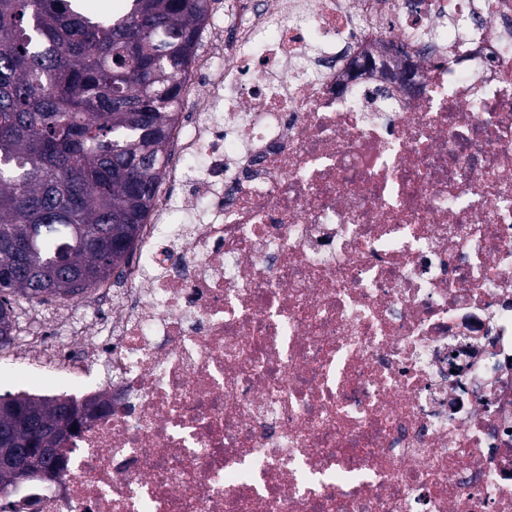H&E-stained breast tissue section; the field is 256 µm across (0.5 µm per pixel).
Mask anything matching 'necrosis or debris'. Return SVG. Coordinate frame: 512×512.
<instances>
[{
	"label": "necrosis or debris",
	"mask_w": 512,
	"mask_h": 512,
	"mask_svg": "<svg viewBox=\"0 0 512 512\" xmlns=\"http://www.w3.org/2000/svg\"><path fill=\"white\" fill-rule=\"evenodd\" d=\"M215 18L111 316L19 326L57 397L112 386L8 512H512V0Z\"/></svg>",
	"instance_id": "1"
}]
</instances>
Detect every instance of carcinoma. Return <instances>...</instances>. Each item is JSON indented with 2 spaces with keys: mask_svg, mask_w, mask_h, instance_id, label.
Masks as SVG:
<instances>
[{
  "mask_svg": "<svg viewBox=\"0 0 512 512\" xmlns=\"http://www.w3.org/2000/svg\"><path fill=\"white\" fill-rule=\"evenodd\" d=\"M110 17L76 0H0V243H32L0 286V338L11 298L73 299L123 275L164 178L183 81L209 0H123ZM38 433L0 414V432L44 449L62 473L61 432L80 407L19 393Z\"/></svg>",
  "mask_w": 512,
  "mask_h": 512,
  "instance_id": "obj_1",
  "label": "carcinoma"
}]
</instances>
